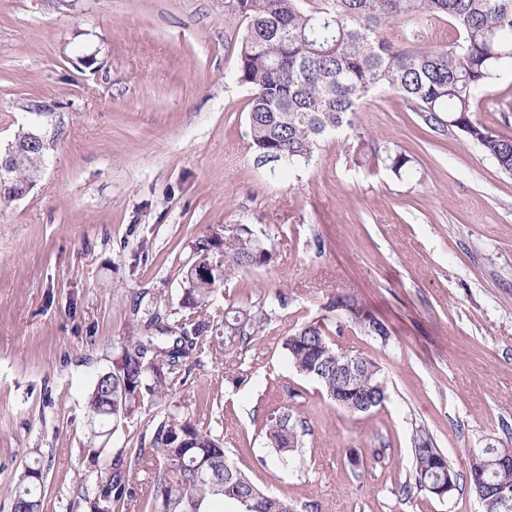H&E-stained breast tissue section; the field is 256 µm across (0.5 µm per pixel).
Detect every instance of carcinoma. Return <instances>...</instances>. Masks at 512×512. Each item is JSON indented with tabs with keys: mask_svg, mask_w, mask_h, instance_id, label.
Wrapping results in <instances>:
<instances>
[{
	"mask_svg": "<svg viewBox=\"0 0 512 512\" xmlns=\"http://www.w3.org/2000/svg\"><path fill=\"white\" fill-rule=\"evenodd\" d=\"M224 12L246 22L238 79L251 91L248 122L250 149L260 163L270 155L284 166L307 164L324 136L354 128L353 116L373 91L391 88L434 130L458 131L505 174L512 175V137L501 136L472 117L476 93L489 87L500 68L512 64V0H224ZM430 14L446 17L457 32L444 47L394 44L384 28L395 20L414 21ZM44 156L28 154L12 169L11 181H27ZM267 243L242 224L224 239L204 238L183 265L180 318L170 324L163 305H147L148 332L115 345L110 384L96 382L87 399L92 448L105 447L111 435L145 409L168 403L149 446L129 449L154 470L149 512H211L214 501L231 502L236 512H296L287 498L258 488L228 463L224 438L195 421L173 397L174 381L203 358L221 350L241 357L271 320L273 306L246 303L224 308L220 322L209 309L224 296V284L240 272L270 262ZM214 262L209 278L196 274L195 263ZM339 323H355L366 312L355 298L338 295L331 302ZM282 350L297 373L305 372L330 400L346 399L336 361L358 360L357 384L385 386L370 359L339 352L322 320L302 324L284 337ZM300 421L285 406L281 418L266 417L267 444L280 464L291 467L290 454L300 445ZM503 452L483 448L472 453L469 483L485 512H512V468L487 467L484 461ZM413 482L403 486L436 496L435 487L457 482L446 455L431 437H414ZM25 469L14 499V512H33L40 484ZM135 473L116 456L113 471L94 479L93 512H125Z\"/></svg>",
	"mask_w": 512,
	"mask_h": 512,
	"instance_id": "1",
	"label": "carcinoma"
}]
</instances>
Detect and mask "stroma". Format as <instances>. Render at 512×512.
Instances as JSON below:
<instances>
[{
    "instance_id": "stroma-1",
    "label": "stroma",
    "mask_w": 512,
    "mask_h": 512,
    "mask_svg": "<svg viewBox=\"0 0 512 512\" xmlns=\"http://www.w3.org/2000/svg\"><path fill=\"white\" fill-rule=\"evenodd\" d=\"M243 32L224 0H0V148L46 125L31 101L55 103L61 120L35 189L0 209V512L35 464L41 512H91V477L165 413L149 407L105 450L88 447L95 377L113 342L144 330L141 302L178 309L194 243L237 224L272 259L230 281L225 302H286L244 359L205 358L176 386L229 461L298 512H483L470 452L512 448V176L383 88L353 129L281 177L249 148ZM385 36L441 47L457 33L424 14ZM474 116L512 137L511 66ZM395 153L410 174L393 172ZM339 294L390 332L384 342L349 324L333 338L380 368L388 399L368 414L336 407L281 351L302 322L335 327L326 306ZM284 405L303 422L290 470L261 431ZM421 432L457 474L450 498L399 494Z\"/></svg>"
}]
</instances>
